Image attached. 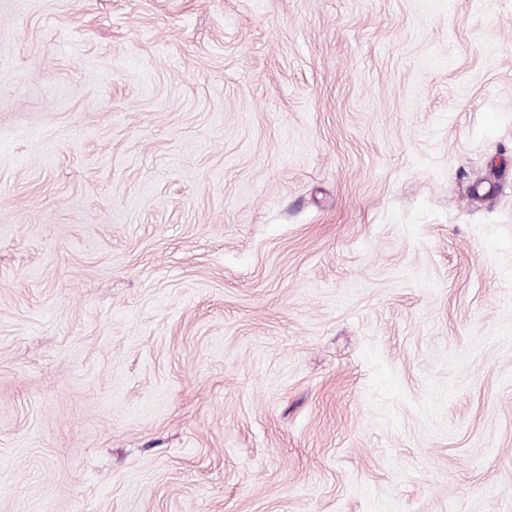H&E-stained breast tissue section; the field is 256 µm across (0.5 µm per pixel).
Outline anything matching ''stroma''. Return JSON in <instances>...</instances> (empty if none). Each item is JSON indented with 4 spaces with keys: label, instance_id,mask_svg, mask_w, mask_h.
I'll return each instance as SVG.
<instances>
[{
    "label": "stroma",
    "instance_id": "1",
    "mask_svg": "<svg viewBox=\"0 0 512 512\" xmlns=\"http://www.w3.org/2000/svg\"><path fill=\"white\" fill-rule=\"evenodd\" d=\"M0 512H512V0H0Z\"/></svg>",
    "mask_w": 512,
    "mask_h": 512
}]
</instances>
